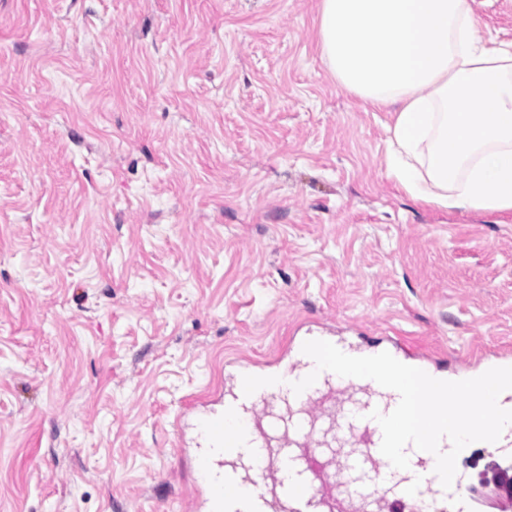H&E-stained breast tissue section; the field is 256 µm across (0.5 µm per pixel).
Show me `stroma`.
I'll list each match as a JSON object with an SVG mask.
<instances>
[{"mask_svg":"<svg viewBox=\"0 0 512 512\" xmlns=\"http://www.w3.org/2000/svg\"><path fill=\"white\" fill-rule=\"evenodd\" d=\"M320 0H0V512H197L186 403L291 330L512 351V217L389 177ZM512 43V0H474ZM494 512L503 448L460 458Z\"/></svg>","mask_w":512,"mask_h":512,"instance_id":"stroma-1","label":"stroma"}]
</instances>
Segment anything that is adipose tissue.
<instances>
[{"mask_svg":"<svg viewBox=\"0 0 512 512\" xmlns=\"http://www.w3.org/2000/svg\"><path fill=\"white\" fill-rule=\"evenodd\" d=\"M473 0H321L337 83L393 109L389 174L414 199L512 214V48L473 34Z\"/></svg>","mask_w":512,"mask_h":512,"instance_id":"1","label":"adipose tissue"}]
</instances>
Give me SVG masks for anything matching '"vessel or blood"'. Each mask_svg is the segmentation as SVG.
I'll list each match as a JSON object with an SVG mask.
<instances>
[{
    "label": "vessel or blood",
    "mask_w": 512,
    "mask_h": 512,
    "mask_svg": "<svg viewBox=\"0 0 512 512\" xmlns=\"http://www.w3.org/2000/svg\"><path fill=\"white\" fill-rule=\"evenodd\" d=\"M386 350L430 368L399 341ZM298 379L293 369L259 372L243 360L222 411L189 406L207 432L193 453L205 512H477L466 476L444 488L433 454L406 447L409 467L400 470L381 453L382 430L370 414L392 412L398 392L325 370L298 394L290 389Z\"/></svg>",
    "instance_id": "vessel-or-blood-1"
}]
</instances>
